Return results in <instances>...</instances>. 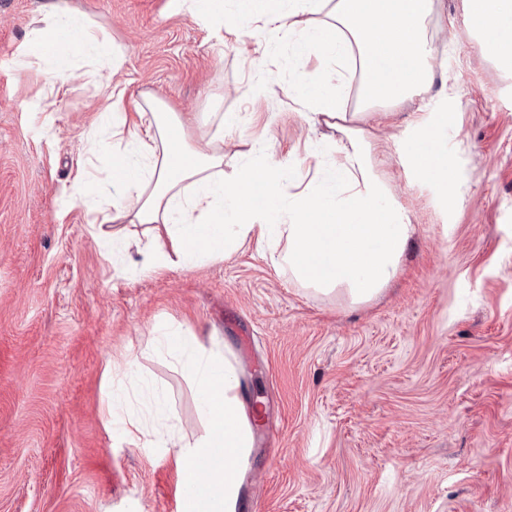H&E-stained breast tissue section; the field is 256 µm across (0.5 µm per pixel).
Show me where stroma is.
Segmentation results:
<instances>
[{"instance_id":"stroma-1","label":"stroma","mask_w":512,"mask_h":512,"mask_svg":"<svg viewBox=\"0 0 512 512\" xmlns=\"http://www.w3.org/2000/svg\"><path fill=\"white\" fill-rule=\"evenodd\" d=\"M471 0H436L428 94L363 128L413 233L371 302L307 290L250 237L224 258L145 274L152 233L124 224L127 253L70 201L101 118L103 62L71 57L56 90L18 69L48 5L122 47L127 109L155 97L208 141L221 119L224 176L289 168L338 131L309 129L301 80L329 70L287 42L224 30L180 0H0V512H166L178 477L155 432L161 394L175 432L206 433L199 387L162 334L197 337L239 365L262 407L245 464L244 512H512V73L487 60ZM439 128L455 180L424 177L408 149ZM128 403L130 444L110 409Z\"/></svg>"}]
</instances>
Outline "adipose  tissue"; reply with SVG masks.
<instances>
[{
    "instance_id": "adipose-tissue-1",
    "label": "adipose tissue",
    "mask_w": 512,
    "mask_h": 512,
    "mask_svg": "<svg viewBox=\"0 0 512 512\" xmlns=\"http://www.w3.org/2000/svg\"><path fill=\"white\" fill-rule=\"evenodd\" d=\"M435 0H184L192 13L223 14L226 31L238 36L259 29L272 40L290 39L296 56L319 50L337 70H355L358 82L335 72L310 79L301 88L308 99L309 124L339 130L332 163L300 191L284 194L279 167L262 163L235 180L224 178V153L197 147L184 113L145 100L128 113L122 94L112 93L111 70L123 62L122 49L99 37L90 21L50 6L39 43H53V83L64 84V65L73 53L105 57L109 73L99 75L106 89L105 136H92L91 151L107 149L114 136L124 147L101 177L112 199L95 222L101 240L114 224H160L169 240L157 246L143 267L151 273L172 263L187 265L223 257L239 240L258 233L276 249V263L303 286L342 297L349 305L378 297L399 270L412 226L405 209L378 171L375 145L360 128L371 108L428 93L433 78L430 23ZM512 0H477L470 18L483 54L512 69V35L501 34L500 19ZM313 17L295 30L292 20ZM355 94V111L339 100ZM437 131L411 147L424 175L449 184L453 172L436 150ZM178 355L200 388L201 410L209 429L203 440L186 441L168 431L163 442L176 450L178 471L201 456L215 457L198 475L197 512H242V474L251 448V428L238 397V370L218 356L203 354L194 337H182Z\"/></svg>"
}]
</instances>
